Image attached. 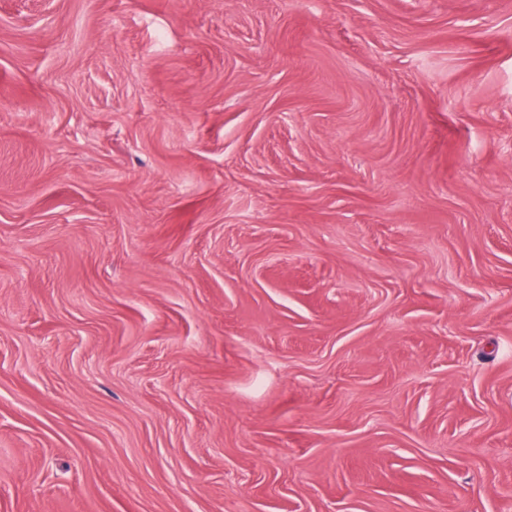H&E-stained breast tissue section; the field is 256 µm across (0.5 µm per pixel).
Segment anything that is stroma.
<instances>
[{"mask_svg": "<svg viewBox=\"0 0 512 512\" xmlns=\"http://www.w3.org/2000/svg\"><path fill=\"white\" fill-rule=\"evenodd\" d=\"M0 512H512V0H0Z\"/></svg>", "mask_w": 512, "mask_h": 512, "instance_id": "stroma-1", "label": "stroma"}]
</instances>
